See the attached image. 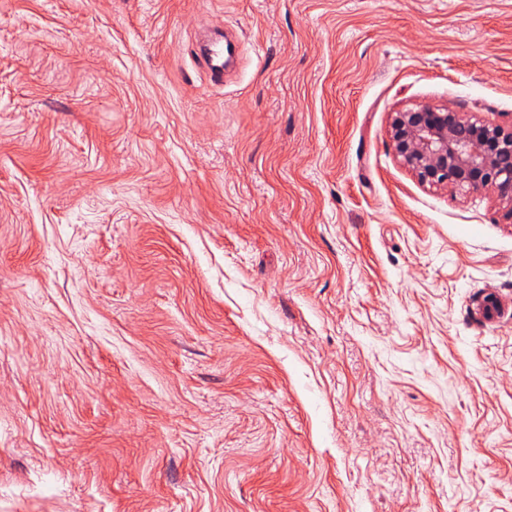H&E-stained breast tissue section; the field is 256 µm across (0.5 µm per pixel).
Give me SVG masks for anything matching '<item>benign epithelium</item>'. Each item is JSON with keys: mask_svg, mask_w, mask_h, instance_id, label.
<instances>
[{"mask_svg": "<svg viewBox=\"0 0 512 512\" xmlns=\"http://www.w3.org/2000/svg\"><path fill=\"white\" fill-rule=\"evenodd\" d=\"M388 134L420 184L462 195L491 190L512 206V128L425 103L393 113Z\"/></svg>", "mask_w": 512, "mask_h": 512, "instance_id": "7a95c632", "label": "benign epithelium"}]
</instances>
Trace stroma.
I'll list each match as a JSON object with an SVG mask.
<instances>
[{
	"label": "stroma",
	"mask_w": 512,
	"mask_h": 512,
	"mask_svg": "<svg viewBox=\"0 0 512 512\" xmlns=\"http://www.w3.org/2000/svg\"><path fill=\"white\" fill-rule=\"evenodd\" d=\"M418 103L512 125V0H0V512H512V213ZM198 63L214 84L224 83V49L219 40L196 45ZM388 134L420 184L462 195L491 190L512 213V125L425 103L394 112Z\"/></svg>",
	"instance_id": "stroma-1"
}]
</instances>
